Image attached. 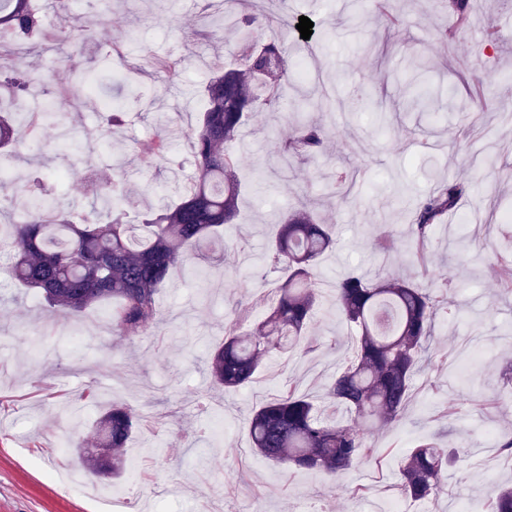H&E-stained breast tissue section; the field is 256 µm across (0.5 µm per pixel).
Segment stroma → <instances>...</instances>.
<instances>
[{
  "label": "stroma",
  "mask_w": 512,
  "mask_h": 512,
  "mask_svg": "<svg viewBox=\"0 0 512 512\" xmlns=\"http://www.w3.org/2000/svg\"><path fill=\"white\" fill-rule=\"evenodd\" d=\"M468 2L469 28L458 37L448 0H393L394 24L378 19L372 0L226 4L230 15L287 10L289 24L272 23L260 35L299 45L286 93L327 136L315 158L281 170L278 149L291 125L281 110L256 105L242 132L243 192L226 248L189 253L161 289V320L150 330L113 333L105 303L64 318L0 271V512H91L94 501L82 490L52 481L66 467L115 498L116 512H364L399 496L404 456L424 440L459 449L460 459L437 497L406 500V512H477L490 487L512 481V458L484 438L512 432V385L500 376L512 360V343L500 341L512 331V285L496 273L506 248L498 219L512 215L504 169L512 163V18L495 14L493 0ZM199 10L200 0H107L105 19L73 9L56 15L64 41L9 58L15 73L41 70L49 100L99 148L76 167L53 137L23 140L10 162L20 188L0 199L6 216L22 218L40 184L84 210L99 186L114 188L129 196L133 224L145 206L177 201L193 173L186 135L205 108L201 89L215 64L238 60V31L219 19L203 23ZM303 16L313 23L306 40L297 28ZM493 23L500 37L490 41ZM118 41L126 71L148 95L126 100L128 122L107 132L102 100L115 90L111 71L97 63ZM173 51L183 63L169 72L158 61ZM417 70L433 91L430 115L405 91ZM357 87L368 91V107L352 108ZM174 110L184 137L169 159L145 169L142 155ZM340 174L353 178L344 196L334 193ZM452 180L473 184L460 208L477 220L439 226L429 245L428 278L447 289L455 313L436 321L433 348L450 360L471 341L484 348L483 359L466 377L434 367L415 377L401 422L366 434L385 452L381 465H362L335 484L320 472L268 462L251 446L255 406L287 379L322 390L352 358L355 338L323 299L311 329L319 352L271 354L252 386L213 388L208 358L225 318L244 308L260 318L252 299L275 293L278 275L262 260L274 219L305 200L331 225L336 250L315 263L323 286L353 267L396 273L411 266L407 229L418 202ZM385 226L395 237L388 252L377 245ZM113 403L147 421L125 450L136 471L117 481L85 469L76 453L95 446L96 421Z\"/></svg>",
  "instance_id": "obj_1"
}]
</instances>
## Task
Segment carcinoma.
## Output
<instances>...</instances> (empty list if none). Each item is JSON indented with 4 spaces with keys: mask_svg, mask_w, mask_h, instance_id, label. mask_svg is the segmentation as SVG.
Instances as JSON below:
<instances>
[{
    "mask_svg": "<svg viewBox=\"0 0 512 512\" xmlns=\"http://www.w3.org/2000/svg\"><path fill=\"white\" fill-rule=\"evenodd\" d=\"M46 14L35 0H0V57L29 48L36 40L56 42L58 31L48 36ZM241 31L238 53L245 64L220 67L204 88L207 106L188 135L195 159V175L181 201L163 207L139 224L124 222L127 199L112 193V204L77 211L55 204L54 199L32 200L28 217L7 223L6 271L18 285L38 291L48 306L66 318L77 316L102 301H112V331L118 335L145 331L160 318L158 293L172 270L185 261L184 252L205 245L224 253L223 227L238 210L236 149L257 91H267V102L280 106L288 81V47L257 36L261 21L253 15L235 19ZM66 127L57 112H38L29 126L33 139L43 126ZM293 132L285 141L282 157L316 155L324 129L295 115ZM16 113L0 115V155L8 157L15 144ZM74 161L82 160L86 144L75 135L58 139ZM171 141L160 131L147 153V165L169 155ZM472 194V185L451 181L422 199L410 225L411 258L427 269V247L434 228L445 222L460 202ZM335 241L323 224L305 210L287 211L269 247L271 260L287 276L277 288L254 331H241V319L224 324V343L210 359L213 382L237 389L253 381L272 352L317 344L308 336L310 323L323 298L314 280L313 261L332 250ZM422 274L409 277L379 275L368 278L352 272L336 281L331 294L336 310L357 332L350 364L316 403L298 384L285 382L278 394L260 404L249 420L253 448L274 464H292L328 476L342 475L360 463H378L384 451L372 447L363 433L336 421L342 409L370 428L399 422L412 396V381L425 361L438 313L448 306L442 289L422 285ZM142 416L128 407L114 406L99 417L98 448L87 455L96 466L101 456H112V475L121 478L132 465L124 450L139 430ZM459 457L455 448L433 442L417 444L405 458L400 490L413 500L434 496L445 480L448 465ZM485 512H512V487H497L486 496Z\"/></svg>",
    "mask_w": 512,
    "mask_h": 512,
    "instance_id": "cac0c4a2",
    "label": "carcinoma"
}]
</instances>
